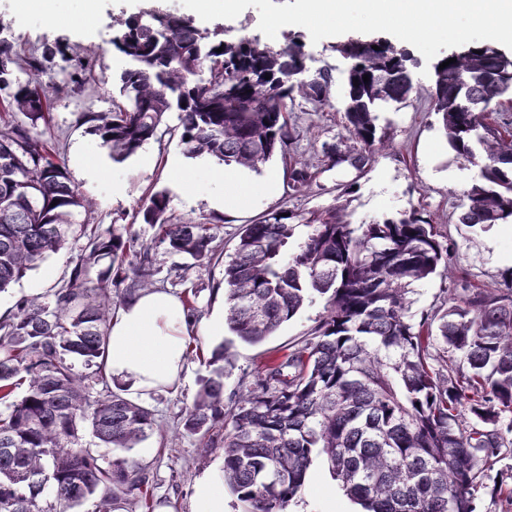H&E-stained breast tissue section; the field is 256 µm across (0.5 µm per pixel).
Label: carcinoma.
Instances as JSON below:
<instances>
[{
    "label": "carcinoma",
    "mask_w": 512,
    "mask_h": 512,
    "mask_svg": "<svg viewBox=\"0 0 512 512\" xmlns=\"http://www.w3.org/2000/svg\"><path fill=\"white\" fill-rule=\"evenodd\" d=\"M112 47L126 60L112 79L118 93L88 116L112 160L134 155L177 112L190 157L257 171L279 153L293 189L316 179L293 149L288 112L298 98L326 105L333 77L309 71L301 45L226 39L153 6L117 21ZM335 49L349 60L346 129L360 150L331 145L323 157L329 170L346 162L360 170L380 142L376 112L412 91L410 58L382 40ZM450 57L442 70L444 57L431 65V111L456 155L479 166L458 221L507 224L512 120L490 103L512 93V56L484 44ZM58 58L66 66L57 71ZM17 69L30 79L19 81ZM96 83L95 60L67 43L38 53L0 41V291L62 249L75 213L92 207L61 160L51 111L55 95L81 97ZM168 211L162 191L140 207L157 228L155 246L199 264L219 258L211 225L175 223ZM295 218L280 210L239 227L224 264V315L234 336L256 344L327 294L313 338L264 364L228 409L226 352L213 350L183 433L221 451L224 482L246 512H286L318 456L365 512H477L485 472L512 447V273L496 289L462 277L442 313L417 320L412 285L448 274L451 261L420 210L357 225L335 212ZM85 237L53 299L21 301L0 322V512H50V498L64 510L153 508L145 468L128 453L159 425L150 407L112 389L106 357L112 310L148 289L158 269L152 247L113 225ZM466 414L473 425L463 424ZM85 429L112 458L80 444Z\"/></svg>",
    "instance_id": "obj_1"
}]
</instances>
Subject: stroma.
<instances>
[{"mask_svg":"<svg viewBox=\"0 0 512 512\" xmlns=\"http://www.w3.org/2000/svg\"><path fill=\"white\" fill-rule=\"evenodd\" d=\"M151 1L154 0H100L93 20L77 25L71 18L81 12L82 0H60L65 18L55 23L23 10L21 0H0V36L35 50L43 43L67 38L70 44L95 56L97 72L108 77L124 65L110 46L115 21L139 14ZM291 38L304 43L310 70L325 68L334 76L327 105L318 110L299 100L291 112V122L299 136V151L320 170L310 187L300 192L289 188L288 168L277 155L260 171H248L253 182L252 197L241 210L227 213L211 204L216 195L225 191L224 185L213 181L210 175L212 157H188L178 137L157 136L139 154L120 163L112 161L82 120L87 111L109 109L112 85L107 81L80 98L58 96L52 112V131L60 142L61 158L70 179L93 203L90 210L79 213L80 227L105 228L113 224L137 244L153 246L159 269L157 287L180 297L195 291L196 304L206 319L221 312L214 290L224 280V262L233 253L239 226L283 209L305 218L333 209L351 224L395 219L405 212L421 210L446 237L454 270L467 272L472 284L502 287L505 276L512 271V223H459L458 217L467 202L465 193L477 180L479 168L458 158L448 145L441 122L431 110L432 77L424 56L416 58L413 91L407 102L384 106L377 114V131L383 142L377 146L372 161L361 171L347 163L328 170L323 163V144L334 143L344 151L355 146L344 119L349 62L333 50L337 37L315 43L305 28L294 25L280 29L275 41L283 44ZM145 156L150 158V166H143L141 159ZM82 157L97 165V173L79 165ZM155 191L166 192L173 221L214 225L216 243L221 249L218 260L203 266L192 264L185 257L154 247L155 230L142 222L138 211L143 199ZM83 243V238L71 237L63 250L50 255L0 292V316L11 317L23 300H52L66 283ZM454 286L453 274L415 286L411 295L413 312L431 315L446 309ZM326 301V296L316 297L256 345L241 342L229 332L220 337H191L192 346L200 347L201 352L189 354L184 382L175 390L147 401L164 430L163 435H152L131 452L134 459L148 467L155 499L171 512H193L198 479L216 472L222 462L220 452H204L198 437L179 432L186 408L192 405L202 379L210 374L201 354L226 344L230 362L224 368V394L232 396L245 390L269 359L283 356L309 340ZM288 512H361V507L341 489L327 463L318 458L311 465L304 489L290 502Z\"/></svg>","mask_w":512,"mask_h":512,"instance_id":"35a3bbf8","label":"stroma"}]
</instances>
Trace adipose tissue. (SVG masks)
<instances>
[{
    "mask_svg": "<svg viewBox=\"0 0 512 512\" xmlns=\"http://www.w3.org/2000/svg\"><path fill=\"white\" fill-rule=\"evenodd\" d=\"M223 326L218 318L189 323L178 296L142 291L112 318L107 336L112 380L134 397L167 392L180 384L186 370L189 336L198 329L218 335Z\"/></svg>",
    "mask_w": 512,
    "mask_h": 512,
    "instance_id": "obj_1",
    "label": "adipose tissue"
}]
</instances>
